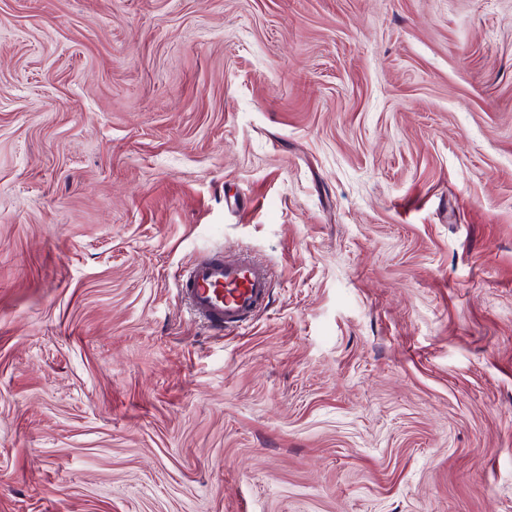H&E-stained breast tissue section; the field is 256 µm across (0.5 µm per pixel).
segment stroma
<instances>
[{
    "label": "stroma",
    "mask_w": 512,
    "mask_h": 512,
    "mask_svg": "<svg viewBox=\"0 0 512 512\" xmlns=\"http://www.w3.org/2000/svg\"><path fill=\"white\" fill-rule=\"evenodd\" d=\"M0 512H512V0H0ZM268 267L244 253L208 250L177 279L190 313L210 330L244 329L265 310L270 294Z\"/></svg>",
    "instance_id": "35a3bbf8"
}]
</instances>
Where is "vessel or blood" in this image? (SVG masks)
I'll use <instances>...</instances> for the list:
<instances>
[{"instance_id":"b4317fda","label":"vessel or blood","mask_w":512,"mask_h":512,"mask_svg":"<svg viewBox=\"0 0 512 512\" xmlns=\"http://www.w3.org/2000/svg\"><path fill=\"white\" fill-rule=\"evenodd\" d=\"M271 275L268 267L244 253L203 252L177 279L190 313L220 333L244 329L266 309Z\"/></svg>"}]
</instances>
